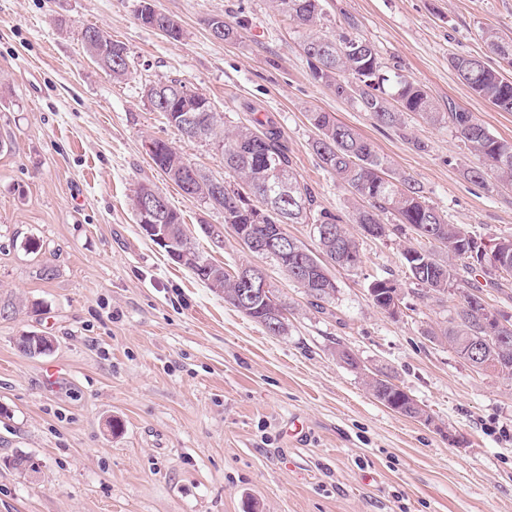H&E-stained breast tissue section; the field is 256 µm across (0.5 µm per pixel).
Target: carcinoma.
<instances>
[{
	"instance_id": "carcinoma-1",
	"label": "carcinoma",
	"mask_w": 512,
	"mask_h": 512,
	"mask_svg": "<svg viewBox=\"0 0 512 512\" xmlns=\"http://www.w3.org/2000/svg\"><path fill=\"white\" fill-rule=\"evenodd\" d=\"M276 10L295 21L302 30L301 46L307 58L312 79L330 89L336 96L355 104L383 127L401 128L405 114L412 112L431 124H448L465 149L479 164L464 169V177L476 184L490 187H512V142L495 136L473 113L448 104L442 112L420 84L409 76L391 71L379 58L372 44L349 30L335 35H319L324 25L323 0H272ZM99 41L112 46V79L120 82L128 76L129 61L123 43L105 33ZM482 39L489 51L512 63V38L493 28L482 30ZM449 66L478 96L500 112H512V80L487 66L476 57L454 55ZM165 102L152 103L169 124L181 133L183 111L187 106L203 109L199 139L220 151L224 168L235 181L224 183V197L205 195L204 186L211 182L200 176L202 186L198 197L214 209L224 211V223L243 224L258 236H275L285 232L287 224H330L336 229L332 237L318 239L312 250L302 242L297 249L310 261L307 281L298 283L304 292L317 301L326 302L336 291V283L318 268L328 269L327 261H345V268L356 269L362 263L358 240L348 225L356 224L363 234L382 238L394 231L409 228L419 245L404 249L403 258L412 283L433 296H445L448 289L460 285L464 274L474 271L482 262L501 266L512 276V237H502L486 252V244L459 224H450L428 204L422 188L410 177L393 170L374 144L356 130L340 123L330 112H310L307 119L316 130L311 148L319 166L334 175L338 184L351 189L354 202L345 216L334 214L318 203L317 196L294 173L280 131L269 117L255 118L252 125L229 128L215 112L206 95L199 99L178 100L175 91L187 83L169 80ZM157 151L151 157L154 165L177 187L192 163L163 140H156ZM276 164L287 175L288 188L273 199L265 193L269 164ZM166 223L170 224L176 249L186 251L194 261L185 264L194 276L210 288L220 285L231 295L240 283L224 269L204 256L184 228L181 214L168 207ZM373 304L383 308L393 298H402L396 283L375 279L370 285ZM453 348L480 335L474 317L457 307L456 317L440 330Z\"/></svg>"
}]
</instances>
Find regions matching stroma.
Segmentation results:
<instances>
[{
    "label": "stroma",
    "mask_w": 512,
    "mask_h": 512,
    "mask_svg": "<svg viewBox=\"0 0 512 512\" xmlns=\"http://www.w3.org/2000/svg\"><path fill=\"white\" fill-rule=\"evenodd\" d=\"M139 5L0 0V135L9 143L0 151V306L15 307L0 316V512H512V381L432 338L459 294L416 290L402 255L411 234L360 237L361 266L333 270L336 292L316 307L232 230L220 247L199 233L223 223V211L181 193L144 139L172 144L210 177L230 174L208 142L183 138L153 110L145 88L182 79L232 126L268 113L297 175L338 214L349 194L311 149L313 110L369 139L447 220L485 240L512 235V188L465 179L475 160L447 125L410 115L403 130L381 127L314 82L296 26L271 0H153L179 21L177 41L141 25ZM324 8L334 24L353 20L383 62L440 108L463 107L512 141V113L448 65L453 53L478 56L512 79L480 37L484 28L512 36V0ZM216 15L237 28L236 42L211 37ZM88 26L125 45V81L87 54ZM416 139L426 150L414 149ZM145 182L213 262L263 268L287 307L284 334H269L145 237L130 201ZM26 237L40 242L38 253L22 248ZM378 277L399 285L397 315L374 306ZM31 332L51 337L53 350L19 351L17 337ZM48 365L61 373L53 387L41 380ZM381 373L424 417L372 395L367 377ZM21 452L38 462L34 476L4 464Z\"/></svg>",
    "instance_id": "stroma-1"
}]
</instances>
